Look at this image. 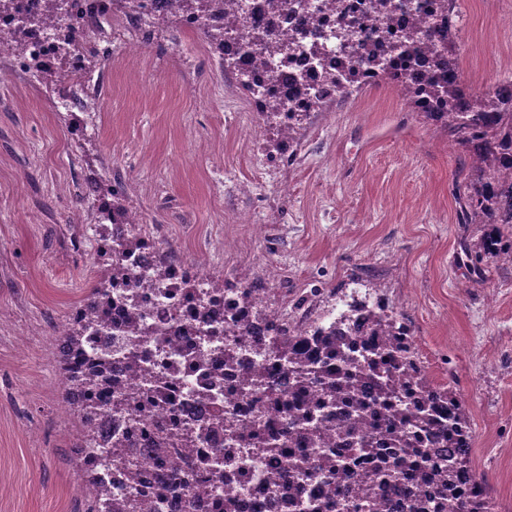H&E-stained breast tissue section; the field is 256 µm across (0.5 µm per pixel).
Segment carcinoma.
<instances>
[{"instance_id": "cac0c4a2", "label": "carcinoma", "mask_w": 512, "mask_h": 512, "mask_svg": "<svg viewBox=\"0 0 512 512\" xmlns=\"http://www.w3.org/2000/svg\"><path fill=\"white\" fill-rule=\"evenodd\" d=\"M224 3V28L201 29L204 41L217 48L224 43L236 27V0H177L180 8L170 12L153 26L184 23V15L197 14L202 19L213 4ZM23 30L0 32V49L11 55L25 51ZM341 46L347 50L350 70L365 62L361 44L355 40V31H340ZM295 40L278 38L261 27L252 28L249 50L262 59L286 56L294 51ZM455 34L448 36V54L437 57L435 71L424 77L420 85L408 88L400 95L411 111H417L416 102L425 94L443 111L425 112L437 130L461 148L466 157L465 165L456 174V200L459 204L458 223L481 224L483 234L474 251L475 269L483 270L486 262L512 263V109H501L504 94L512 96V86H498L479 96L472 95L463 83L448 88L446 71L459 67L455 53ZM224 71L237 76L242 91L260 103L269 123L275 124L278 141L275 150L279 156L294 151L300 144V130L310 116L298 112L288 127L274 123V116L286 109L288 101L269 96L264 88L238 69L234 62L224 61ZM97 188L112 197V211L125 213L132 208L124 183L108 176L101 179ZM108 278L95 276L89 295L81 299L86 313H97L95 299L106 294ZM364 321V328L372 336L386 342V348L377 345L364 347L361 364L344 350L345 343L336 337V328L316 327L320 333L318 348H302L296 336H280L269 346L280 357L288 360V377L293 381L288 392L276 398L279 406L290 411L304 399H310L314 408L336 412V426L310 427L311 414L297 412L291 425L304 426L310 444L329 445L352 437L365 455H376L375 449L390 445L400 449L392 463L380 458L378 464L357 472L341 460L325 464L334 481L328 482L326 507L343 508L345 512H367L371 506L348 496L350 480L371 490L384 486L395 495L409 496L412 488L421 485L427 489L423 502L425 512H491L490 498L484 483L473 472L472 432L462 399L450 387L432 385L419 357H414L412 373H402L406 357L398 346L400 329L409 328L404 318L390 315L386 307L377 303L373 307L354 300L348 309L336 317V322L357 326ZM374 406L376 420L368 429H361L354 414L366 406ZM84 429V437L93 439L92 422L94 407L88 403L75 407ZM438 448L448 449V466L440 468L432 462L430 453L423 450L424 439Z\"/></svg>"}]
</instances>
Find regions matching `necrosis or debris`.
<instances>
[{"mask_svg": "<svg viewBox=\"0 0 512 512\" xmlns=\"http://www.w3.org/2000/svg\"><path fill=\"white\" fill-rule=\"evenodd\" d=\"M309 9L287 15H272L266 0H246L245 27L266 21L269 28L295 39L298 48L289 56L255 59L248 55L245 38L224 42L220 55L242 60L271 95L288 98V109L305 111L317 95L337 96V88L323 80L324 73L345 75L346 55L331 34L340 20L354 22L363 43L366 62L354 80L364 86L379 82L374 66L388 43L402 39L406 29L422 25L419 39L409 44L411 67L392 70L390 81L403 86L428 74L430 62L448 42V13L438 0H388L385 13L369 10L368 0H311ZM51 0H23L21 13H1L0 29L21 26L22 12L47 16V23L25 29L26 57L14 60L15 70L28 73L30 63H39L40 79L50 85L69 83L87 67L98 44L111 41L112 26L94 17L93 0H67V13L50 14ZM85 220L75 216L68 234L73 250L91 253L98 266L123 264L125 278L113 280L97 308L104 326L86 331L82 346L71 358L73 375L96 382L92 399L96 416L94 441L84 455L92 460L96 488L125 495L129 467L138 472L137 498L147 512H215L223 502L227 512H314L326 492L322 475H309L292 483L282 477V458L261 448L240 444L239 435L264 430L280 447L292 450L308 465L321 464L323 456L299 433L289 431L288 416L277 410L271 396L242 395V368L224 361L225 347L238 345L248 361L271 374L274 387L288 386V365L277 355L251 345V336L265 342L287 329L312 334V322L290 316L288 307L275 303L269 294L246 295L242 285L212 288L207 265L182 261L165 268L164 281L156 272L163 251L160 240L147 229L143 216L129 224L104 225L94 239L84 235ZM133 237L127 257H120L117 238ZM249 303H242V296ZM264 308L267 320L255 324L252 307ZM143 319L160 330L156 336L132 337L134 319ZM137 342L143 352L137 366L125 363L121 353L105 355L106 341ZM154 396V418L173 420L184 447L152 450L147 424L136 413L142 398ZM131 441V449L120 446ZM181 481H170L172 472Z\"/></svg>", "mask_w": 512, "mask_h": 512, "instance_id": "obj_1", "label": "necrosis or debris"}]
</instances>
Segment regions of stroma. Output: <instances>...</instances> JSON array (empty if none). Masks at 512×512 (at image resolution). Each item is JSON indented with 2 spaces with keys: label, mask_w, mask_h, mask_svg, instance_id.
Wrapping results in <instances>:
<instances>
[{
  "label": "stroma",
  "mask_w": 512,
  "mask_h": 512,
  "mask_svg": "<svg viewBox=\"0 0 512 512\" xmlns=\"http://www.w3.org/2000/svg\"><path fill=\"white\" fill-rule=\"evenodd\" d=\"M463 83L512 80V0H458ZM90 154L71 152L53 93L16 80L0 50V512H80L84 475L65 429L52 326L93 283L66 246L87 165L123 176L178 259L274 289L319 318L344 297L387 301L411 327L429 379L470 418L472 468L512 512V265L474 275L482 228L456 220L463 153L386 81L311 113L294 164L267 156L274 129L252 111L201 35L112 21Z\"/></svg>",
  "instance_id": "obj_1"
}]
</instances>
